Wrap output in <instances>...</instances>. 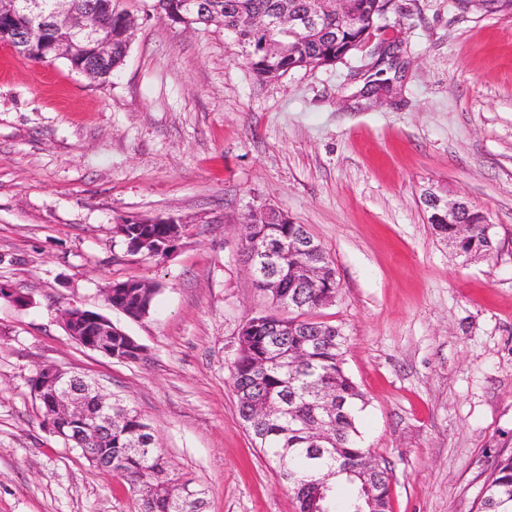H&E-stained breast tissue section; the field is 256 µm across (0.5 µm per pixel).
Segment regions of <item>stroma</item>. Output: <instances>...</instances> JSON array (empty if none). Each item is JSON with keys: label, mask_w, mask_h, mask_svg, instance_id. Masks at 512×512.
<instances>
[{"label": "stroma", "mask_w": 512, "mask_h": 512, "mask_svg": "<svg viewBox=\"0 0 512 512\" xmlns=\"http://www.w3.org/2000/svg\"><path fill=\"white\" fill-rule=\"evenodd\" d=\"M115 5L136 31L110 85L0 46V281L31 299L0 302V512H140L120 475L42 425L29 379L44 364L134 407L207 512H296L229 371L242 325L271 310L241 252L247 216L267 206L334 262L318 317L348 334L360 439L391 475L390 512H478L512 454V19L394 0L340 62L262 80L223 30L170 24L152 0ZM432 185L487 213L491 258L434 235ZM128 217L187 229L148 259L112 236ZM127 278L156 287L149 316L106 302ZM71 305L110 319L142 359L79 345L60 319Z\"/></svg>", "instance_id": "stroma-1"}]
</instances>
